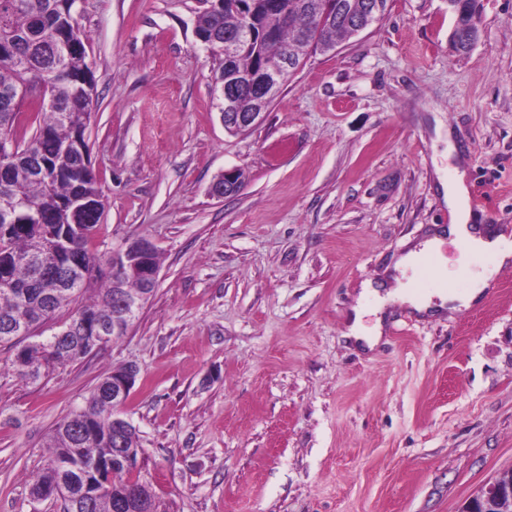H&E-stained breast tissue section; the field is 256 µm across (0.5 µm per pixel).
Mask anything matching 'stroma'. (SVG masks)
<instances>
[{
	"mask_svg": "<svg viewBox=\"0 0 512 512\" xmlns=\"http://www.w3.org/2000/svg\"><path fill=\"white\" fill-rule=\"evenodd\" d=\"M198 0H76L96 80L86 129L105 200L99 256L159 251L153 295L104 350L25 382L0 347V512H64L31 494L55 426L113 368L161 512H461L512 472V263L448 245L471 307L392 303L374 349L345 335L362 285L450 217L439 170L466 172L479 223L512 239V0H479L454 51L448 0H389L316 53L253 128L228 132ZM245 183L209 195L224 170ZM489 280L490 277L487 275L477 277L473 283L471 291L464 297H456L442 293L439 295V301L433 303L430 299H420L412 294L406 298V302H408L416 312L420 314H428L430 316L442 313L446 309V304L448 310L470 307L475 301L479 300L485 294L487 288H490L491 285Z\"/></svg>",
	"mask_w": 512,
	"mask_h": 512,
	"instance_id": "1",
	"label": "stroma"
}]
</instances>
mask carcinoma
Returning a JSON list of instances; mask_svg holds the SVG:
<instances>
[{
    "instance_id": "obj_1",
    "label": "carcinoma",
    "mask_w": 512,
    "mask_h": 512,
    "mask_svg": "<svg viewBox=\"0 0 512 512\" xmlns=\"http://www.w3.org/2000/svg\"><path fill=\"white\" fill-rule=\"evenodd\" d=\"M74 0H0V138L18 143L23 154L0 157V344H20L4 325L24 320L32 328L54 319L71 306L69 319L112 326L121 309L112 297L120 287L130 297L152 294L139 279L117 284L90 248L105 210L102 193L89 161L77 150H64L86 131L95 89L86 62V47L72 14ZM196 34L211 42L219 56L216 77L237 94L238 108L249 112L256 102L254 77L268 64L288 56L301 59L307 49L351 38L353 27L388 0H284L288 22L269 24L266 0H256V39L234 57L223 55L224 36L245 18L216 0H198ZM47 85L52 103L25 101L27 89ZM75 198L89 204L72 217ZM85 225L78 234L72 224ZM12 231L4 233L5 226ZM58 333L24 348V365L12 362L23 380L35 381L42 371L66 365L112 342L90 349L57 340ZM47 466L32 483V494L56 486L70 497L64 512H116V496L139 483L114 459L112 437V374L94 387L84 405L57 425L51 437ZM132 512H159L155 494L144 489L132 502Z\"/></svg>"
}]
</instances>
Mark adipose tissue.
I'll return each mask as SVG.
<instances>
[{
    "label": "adipose tissue",
    "mask_w": 512,
    "mask_h": 512,
    "mask_svg": "<svg viewBox=\"0 0 512 512\" xmlns=\"http://www.w3.org/2000/svg\"><path fill=\"white\" fill-rule=\"evenodd\" d=\"M440 187L444 203L451 215L448 227L439 229L433 237L422 242L420 247L400 256L396 262L397 267L417 269L421 257L434 254L438 257L437 271L445 272L446 263L440 260L439 254L442 246L447 242L463 246L470 253L493 255L502 264L512 261L511 241L501 236L484 233L474 225L468 205V187L464 173H457L453 180L441 181ZM489 286L488 276L482 275L475 279L471 291L466 296L443 294L438 300L432 301L411 295L408 296L407 301L416 312L434 316L447 309L455 310L471 306L484 295Z\"/></svg>",
    "instance_id": "ef3b65f1"
}]
</instances>
